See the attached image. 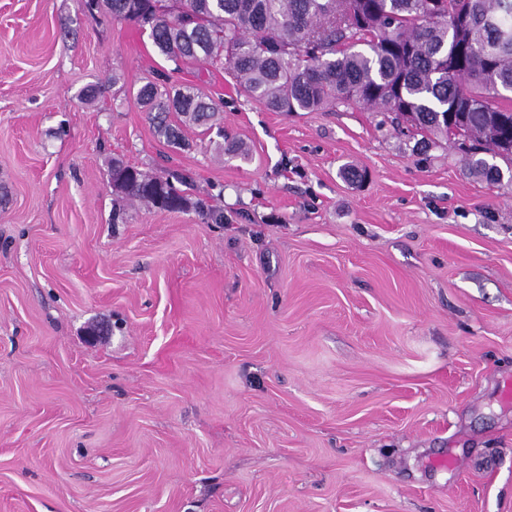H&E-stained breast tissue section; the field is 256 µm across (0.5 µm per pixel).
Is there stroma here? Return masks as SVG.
<instances>
[{
  "label": "stroma",
  "instance_id": "obj_1",
  "mask_svg": "<svg viewBox=\"0 0 512 512\" xmlns=\"http://www.w3.org/2000/svg\"><path fill=\"white\" fill-rule=\"evenodd\" d=\"M149 81L223 135L167 146ZM116 159L191 207L123 198ZM509 381L512 182L361 106L269 111L83 0H0V512H512ZM137 100L147 112L155 113L153 121L157 135L175 148L184 147L186 142L181 126L169 120L171 112L177 114L183 125L211 129L218 121V105L195 87L168 88L149 81L138 90Z\"/></svg>",
  "mask_w": 512,
  "mask_h": 512
}]
</instances>
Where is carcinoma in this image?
I'll list each match as a JSON object with an SVG mask.
<instances>
[{
	"label": "carcinoma",
	"instance_id": "carcinoma-1",
	"mask_svg": "<svg viewBox=\"0 0 512 512\" xmlns=\"http://www.w3.org/2000/svg\"><path fill=\"white\" fill-rule=\"evenodd\" d=\"M148 28L173 61L229 69L243 91L273 112L357 104L407 124L428 149L446 141L475 177L512 174V0H86ZM137 100L168 145L181 126L213 127L219 107L191 86L145 83ZM176 113L179 123L169 120ZM133 201L187 207L168 178L119 161Z\"/></svg>",
	"mask_w": 512,
	"mask_h": 512
}]
</instances>
